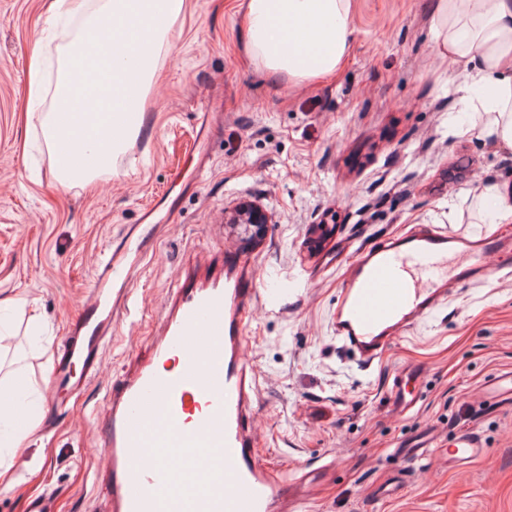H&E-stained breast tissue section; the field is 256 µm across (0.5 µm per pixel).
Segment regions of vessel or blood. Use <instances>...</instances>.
Masks as SVG:
<instances>
[{"mask_svg": "<svg viewBox=\"0 0 512 512\" xmlns=\"http://www.w3.org/2000/svg\"><path fill=\"white\" fill-rule=\"evenodd\" d=\"M127 257L119 245L100 259L54 361V392L81 390L74 367L85 378L101 371L113 310L128 302L117 278ZM511 275V235L463 236L415 224L350 258L330 325L369 365L459 289ZM284 293L276 282L260 287L255 260L243 254L182 272L150 360L122 375L97 413L107 512H284L286 483L260 459L251 429L258 383L246 334L255 308L280 310ZM486 453L471 431L448 443L454 465Z\"/></svg>", "mask_w": 512, "mask_h": 512, "instance_id": "obj_1", "label": "vessel or blood"}]
</instances>
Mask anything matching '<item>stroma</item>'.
<instances>
[{"mask_svg":"<svg viewBox=\"0 0 512 512\" xmlns=\"http://www.w3.org/2000/svg\"><path fill=\"white\" fill-rule=\"evenodd\" d=\"M433 0H356L352 51L339 72L274 80L246 57L235 0H187L158 62L162 96L146 101L140 137L105 183L61 190L25 109L28 60L49 20L43 0H0V298L35 301L44 329L0 313L16 378L0 391V419L33 426L0 482V512H99L104 450L91 417L112 380L148 353L182 265L227 253L253 257L263 282L288 290L280 312L258 309L247 330L259 380L252 426L265 462L288 478L315 471L288 512H512V399L484 391L512 370V277L461 289L371 366L330 328L345 263L411 224L512 234L485 223L475 196L506 188L512 146L490 137L479 101L459 88L472 67L442 63ZM174 199L169 223L129 283V313L112 320L103 370L79 395L43 384L94 268L143 212ZM270 216L236 223L243 205ZM416 371L408 411L389 399L395 374ZM39 403L36 422L17 398ZM475 430L484 459L449 469L446 443ZM431 442L425 459L394 456L398 442Z\"/></svg>","mask_w":512,"mask_h":512,"instance_id":"stroma-1","label":"stroma"}]
</instances>
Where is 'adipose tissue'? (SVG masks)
I'll return each instance as SVG.
<instances>
[{
	"label": "adipose tissue",
	"mask_w": 512,
	"mask_h": 512,
	"mask_svg": "<svg viewBox=\"0 0 512 512\" xmlns=\"http://www.w3.org/2000/svg\"><path fill=\"white\" fill-rule=\"evenodd\" d=\"M61 10L77 30L58 46L56 85L47 89L43 51L35 49L26 99L37 107L54 97L42 134L65 190L109 171L136 139L161 50L186 0H48V15ZM237 11L246 53L271 77H326L351 51L352 0H238ZM432 19L439 57L476 64L483 107L494 116L489 132L512 145V0H435ZM91 139L95 161L78 163Z\"/></svg>",
	"instance_id": "obj_1"
}]
</instances>
